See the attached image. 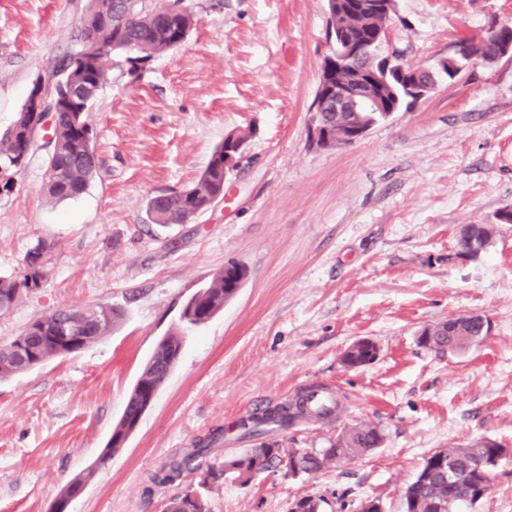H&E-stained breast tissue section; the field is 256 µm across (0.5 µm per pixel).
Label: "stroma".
I'll return each instance as SVG.
<instances>
[{"label": "stroma", "instance_id": "stroma-1", "mask_svg": "<svg viewBox=\"0 0 512 512\" xmlns=\"http://www.w3.org/2000/svg\"><path fill=\"white\" fill-rule=\"evenodd\" d=\"M186 39L150 61L117 53L89 109L100 167L79 198L47 201L46 148L0 192V274L19 275L46 240V277L0 313V344L35 319L114 305L122 319L79 353L0 380V512H49L91 473L66 512H165L196 488L149 476L210 433L221 463L254 444L239 423L319 385L346 406L268 438L325 448L346 428H378L371 452L311 476L275 470L205 492L210 512H288L323 498L324 512L404 493L435 451L489 438L508 454L470 512H512V55L476 62L361 138L314 145L311 106L332 50L326 0H185ZM87 0H0V135L35 79L76 48ZM512 20V0H394L381 44L413 69H435L455 42L481 41ZM234 129L250 137L224 197L193 223L162 227L154 196L195 184ZM469 224L494 227L478 255L456 250ZM246 270L236 297L184 328L187 300L229 263ZM490 330L453 354L420 347L419 331L460 316ZM184 335L180 356L124 447L103 449L158 341ZM372 340L376 358L346 368ZM361 340L369 344L372 343V341L368 339ZM371 351L375 354L373 358L371 356ZM376 354L377 347L374 343H372L371 346H367L360 342H355L345 351L342 357V362L349 368H356L371 362L376 357Z\"/></svg>", "mask_w": 512, "mask_h": 512}]
</instances>
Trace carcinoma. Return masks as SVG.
<instances>
[{"mask_svg": "<svg viewBox=\"0 0 512 512\" xmlns=\"http://www.w3.org/2000/svg\"><path fill=\"white\" fill-rule=\"evenodd\" d=\"M182 0H166L160 6L149 0H109L108 11L113 18L106 21L100 14V0H87L84 12L76 27L74 41L77 50L64 56L53 72L80 70L100 89L111 68L112 55L116 52H132L138 62L149 61L157 55L173 49V44L185 40L193 24L190 13L175 9ZM390 16L375 13L364 17L350 12L336 13L334 31L347 30L357 38H370L372 32L386 27ZM512 43V21L501 23L498 30L487 34L475 43L468 41L469 53L459 62V68L481 60L497 58L500 45ZM380 97L389 108L379 112H337L333 107H323L319 124L334 127L349 122L368 127L385 120L391 111L408 108L415 103L407 88L390 78L378 88ZM34 120V113L21 111L8 131L0 137V168H4V180L0 191H11L13 175L21 171L31 158L23 140L24 130ZM94 132L89 123L88 111L78 103L59 115L55 139L47 157L45 196L50 202L74 199L84 194L100 161L93 145ZM224 195V146H219L199 181L175 194L158 195L149 201L148 217L160 226L189 224ZM49 244L37 241L25 257L24 273L19 276H0V312L9 311L21 290H33L40 286L45 276V257ZM231 300L226 288L224 271L217 272L209 285L197 291L186 302L182 319L190 325H200L224 308ZM73 309L64 308L31 322L22 333L7 344L0 345V378L26 372L56 356L77 353L104 336L109 328L123 317L122 309L114 306H98L81 309V318L71 317ZM459 330L448 333V322L443 321L422 329L417 336L420 346L438 353L454 354L463 351L484 335L479 316L458 317ZM73 336L70 343L55 340L63 327ZM182 348V334L171 333L163 337L146 363L137 383L131 390L123 414L112 430L101 462H106L119 451L114 443L127 439L148 409L146 400L158 392L176 364ZM376 345L353 343L344 353L342 362L356 368L372 361L371 353ZM310 397L294 403L277 405L260 415L242 422V427L254 436H262L269 426L286 429L298 419L314 416L323 419L325 410L314 412L309 407ZM382 435L375 427L359 426L340 436L327 448H282L277 442H260L247 449L241 456L224 462L221 466L204 464L209 449L192 448L181 456L173 457L150 476V482L166 485L180 478L185 472L200 474L199 486L231 474L240 484L252 480L251 472L264 473L282 469L290 473L298 469L305 475L322 470L328 463L350 455L363 454L378 447ZM507 449L491 441H477L462 448H444L425 459L416 479L405 493V512H460L464 506H474L484 499L491 489L492 473L479 470L481 459L492 455L505 456ZM93 472L75 477L63 490L56 503H65L82 490ZM166 512H208L201 497L187 490L172 496ZM288 512H321L320 500L304 496L290 504Z\"/></svg>", "mask_w": 512, "mask_h": 512, "instance_id": "1", "label": "carcinoma"}]
</instances>
